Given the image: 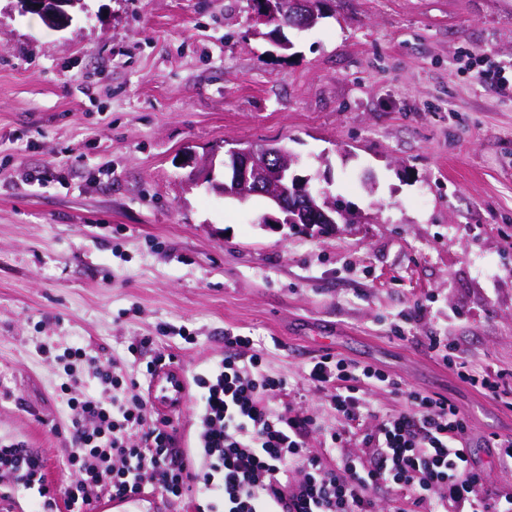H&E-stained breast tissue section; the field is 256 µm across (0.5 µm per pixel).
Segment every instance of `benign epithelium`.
<instances>
[{
  "instance_id": "1",
  "label": "benign epithelium",
  "mask_w": 512,
  "mask_h": 512,
  "mask_svg": "<svg viewBox=\"0 0 512 512\" xmlns=\"http://www.w3.org/2000/svg\"><path fill=\"white\" fill-rule=\"evenodd\" d=\"M19 3L22 11L37 10L49 24L61 30L71 21L68 8L79 0H19ZM292 7L306 28L315 27L322 18V13L308 0H293ZM274 13V0L252 3L251 20L255 23L267 22ZM227 157L225 166L230 169V175L216 189L224 197L245 199L261 195L268 198L275 206V212L263 214L261 223L269 227L289 224L306 230L315 228L319 232L336 228V219L332 217L336 212L334 198L321 190L313 191L308 180L300 176L294 177V187L284 184L288 179L290 159L272 164L262 152L243 148L229 149Z\"/></svg>"
}]
</instances>
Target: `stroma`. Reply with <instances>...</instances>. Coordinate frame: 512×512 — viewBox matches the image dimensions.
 <instances>
[{
    "label": "stroma",
    "mask_w": 512,
    "mask_h": 512,
    "mask_svg": "<svg viewBox=\"0 0 512 512\" xmlns=\"http://www.w3.org/2000/svg\"><path fill=\"white\" fill-rule=\"evenodd\" d=\"M314 28L255 26L250 0H83L48 29L0 0V439L25 441L65 487L62 355L74 344L133 370L187 375L252 337L301 410L358 454L378 415L336 416L305 365L332 354L469 420L493 495L512 466V94L478 71L512 64V0H324ZM290 48H283V41ZM279 144L296 172L361 216L324 234L266 227V198L194 182L189 156ZM43 182H36L35 174ZM150 337L138 356L127 347ZM444 336L500 398L431 357Z\"/></svg>",
    "instance_id": "35a3bbf8"
}]
</instances>
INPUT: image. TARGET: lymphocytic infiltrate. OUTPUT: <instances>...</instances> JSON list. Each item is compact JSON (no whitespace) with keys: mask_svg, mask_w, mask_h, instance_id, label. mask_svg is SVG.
Segmentation results:
<instances>
[{"mask_svg":"<svg viewBox=\"0 0 512 512\" xmlns=\"http://www.w3.org/2000/svg\"><path fill=\"white\" fill-rule=\"evenodd\" d=\"M224 345V360L194 378L201 411L198 461L176 447L166 422L152 420L147 400L135 392L137 379L117 362L73 347L67 358L86 364L104 392L100 399L83 393L84 380L75 374L60 386L75 479L64 490L54 488L44 456L25 451L19 440L0 448V476L24 488L38 485L44 512L64 506L91 512L98 497L138 491L146 477L167 499L198 500L197 512H375L371 490L380 485L399 492L398 512H512V493L486 494L464 446L469 421L448 398L403 390L381 370L324 355L303 372L315 386L331 389L337 414L356 418L366 405L363 386L372 380L402 392L405 404L380 417L361 456L344 455L335 432L326 434L319 455L306 442L312 417L270 407L287 378L262 369L251 337L228 336ZM427 348L462 381L498 397L496 376L474 371L447 338L429 337ZM134 432L140 435L136 445L130 442Z\"/></svg>","mask_w":512,"mask_h":512,"instance_id":"lymphocytic-infiltrate-1","label":"lymphocytic infiltrate"}]
</instances>
